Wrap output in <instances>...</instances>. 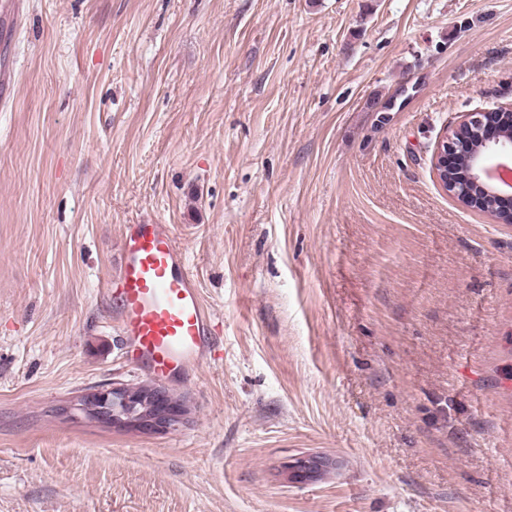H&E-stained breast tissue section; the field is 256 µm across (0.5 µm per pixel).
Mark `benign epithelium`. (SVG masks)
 I'll return each mask as SVG.
<instances>
[{
	"instance_id": "benign-epithelium-1",
	"label": "benign epithelium",
	"mask_w": 512,
	"mask_h": 512,
	"mask_svg": "<svg viewBox=\"0 0 512 512\" xmlns=\"http://www.w3.org/2000/svg\"><path fill=\"white\" fill-rule=\"evenodd\" d=\"M482 114L474 112L460 127L445 131L440 147L434 156V167L438 173L444 189L455 194L457 181L445 176V164L448 152L464 150L466 143L458 140L455 132L460 128L472 126L481 127ZM503 154L505 158L512 157V140L495 138L485 143V152L473 156L471 163L472 181L481 182L486 186V192L494 198L501 196V187L493 182L488 173V162L497 155ZM150 396L141 401L132 402L125 393L122 383L114 382L106 389H97L85 392L64 405V412L73 418L88 421H97L99 413L110 412L111 426L119 430H131L144 433L164 432L180 422L182 409L179 403L169 396L165 389L151 385ZM336 467V461L322 453H307L290 459L279 470V476L289 483L313 482L318 480L326 471Z\"/></svg>"
}]
</instances>
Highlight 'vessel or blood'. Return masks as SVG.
I'll return each instance as SVG.
<instances>
[{
  "label": "vessel or blood",
  "instance_id": "obj_1",
  "mask_svg": "<svg viewBox=\"0 0 512 512\" xmlns=\"http://www.w3.org/2000/svg\"><path fill=\"white\" fill-rule=\"evenodd\" d=\"M102 297L143 375L177 381L213 359L208 339L215 314L170 225H124L118 261Z\"/></svg>",
  "mask_w": 512,
  "mask_h": 512
}]
</instances>
